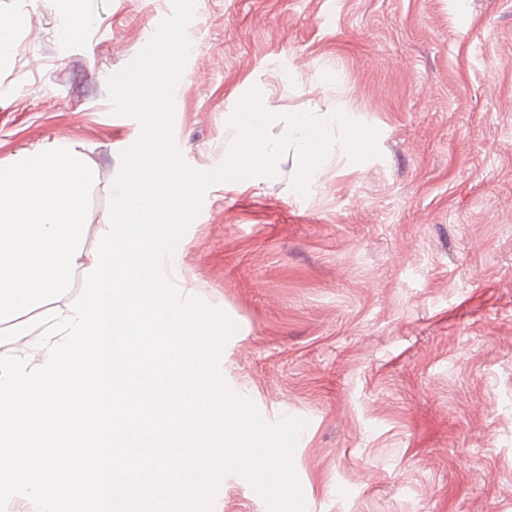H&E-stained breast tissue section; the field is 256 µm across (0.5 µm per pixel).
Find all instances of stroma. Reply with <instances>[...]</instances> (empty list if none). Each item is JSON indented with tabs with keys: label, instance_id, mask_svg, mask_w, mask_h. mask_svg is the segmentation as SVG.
<instances>
[{
	"label": "stroma",
	"instance_id": "1",
	"mask_svg": "<svg viewBox=\"0 0 512 512\" xmlns=\"http://www.w3.org/2000/svg\"><path fill=\"white\" fill-rule=\"evenodd\" d=\"M173 0H0V166L74 146L96 248L119 154L139 137L107 80ZM82 28H74L75 20ZM173 139L204 172L250 89L280 117L340 111L379 157L334 143L306 194L209 188L173 254L183 297L238 326L219 371L267 422L306 419L307 512H512V0H196ZM212 512H267L228 475Z\"/></svg>",
	"mask_w": 512,
	"mask_h": 512
}]
</instances>
